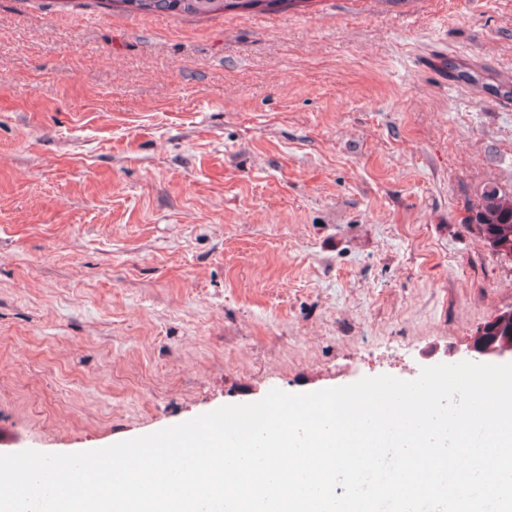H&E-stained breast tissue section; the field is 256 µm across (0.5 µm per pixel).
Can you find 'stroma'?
<instances>
[{"mask_svg": "<svg viewBox=\"0 0 512 512\" xmlns=\"http://www.w3.org/2000/svg\"><path fill=\"white\" fill-rule=\"evenodd\" d=\"M512 0H0V455L474 360L512 259ZM106 5L126 13L142 16L165 15L205 16L228 9L268 10L269 7L282 6L280 10L290 8L302 0H105ZM503 191L498 186H492L484 190L481 203L474 207L478 210L481 216H485V213L491 217L492 223L477 224L480 232L486 230L495 237H499L500 240L512 238V209L511 211H505L499 209L497 201L502 196ZM490 235H485V243L489 249L496 253H506L512 256V242L499 241Z\"/></svg>", "mask_w": 512, "mask_h": 512, "instance_id": "1", "label": "stroma"}]
</instances>
